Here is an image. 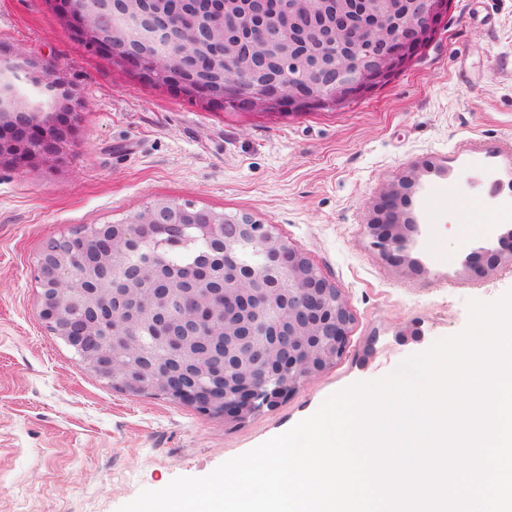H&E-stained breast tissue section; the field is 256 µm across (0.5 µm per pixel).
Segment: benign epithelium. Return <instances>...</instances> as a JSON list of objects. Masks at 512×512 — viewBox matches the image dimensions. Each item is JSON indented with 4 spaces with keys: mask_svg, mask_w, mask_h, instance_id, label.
Wrapping results in <instances>:
<instances>
[{
    "mask_svg": "<svg viewBox=\"0 0 512 512\" xmlns=\"http://www.w3.org/2000/svg\"><path fill=\"white\" fill-rule=\"evenodd\" d=\"M328 0H247L246 14L230 15L224 0H205L207 25L217 31L238 28L244 32L249 53L237 56L220 40L212 45L214 57L224 63L233 77L222 85L200 83L199 95L219 103L224 95L243 96L254 109L273 110L297 100V88L304 86L318 103L344 100L355 90L362 91L381 82L397 66L408 60L407 52L418 47L435 31L444 7L443 0H394L392 12L385 14L381 0H352L335 10V28L322 25ZM112 0H91L75 17L87 37H92L102 16L112 10ZM288 10L300 25L303 40L315 49L314 57L301 62L294 71L281 75L269 57L282 54V26L273 13ZM125 13L136 24L137 38L120 53L125 69L160 71L171 65L167 47L180 36L190 42L175 65L188 78L198 69V33H185L145 10L140 0ZM5 123L40 137L41 151L20 158L0 150V157L14 166L26 168L39 159L59 153L70 134L75 103L66 99L64 121L38 123L18 103L9 104ZM416 174L402 177L397 186L381 196L373 207L366 232L373 247L390 264L414 275L425 265L412 252L421 225L416 211V194L424 184ZM195 227L208 234L224 233V242L235 244L259 241L268 261L241 277L229 275L224 291L199 288L203 272L181 278L178 293L166 289L148 296L141 289L126 287L127 281H113L107 291L73 288L78 258L59 244L38 257L35 271L41 286L39 309L42 319L67 343L92 352L93 366L103 379H119L129 385L137 375L129 366L116 365L119 353L135 352L141 344L135 338L140 323L151 317L160 326L165 347L179 353L192 336H218L224 345V365L216 366L224 375V415L239 420L258 411L259 402H276L288 397L311 375L323 372L346 349L352 321L351 312L338 289L321 275L310 259L277 236L270 224L248 217L235 220L209 213L191 203L157 201L139 217L112 236V264H120L130 246L141 245L153 236L177 233ZM512 259V237H497L489 252L468 254L466 272L483 276L503 259ZM99 315L85 326L84 336L70 335L71 322L88 309Z\"/></svg>",
    "mask_w": 512,
    "mask_h": 512,
    "instance_id": "7a95c632",
    "label": "benign epithelium"
}]
</instances>
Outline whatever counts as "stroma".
<instances>
[{
	"label": "stroma",
	"instance_id": "35a3bbf8",
	"mask_svg": "<svg viewBox=\"0 0 512 512\" xmlns=\"http://www.w3.org/2000/svg\"><path fill=\"white\" fill-rule=\"evenodd\" d=\"M37 118L68 91L79 111L57 159L0 162V512H118L141 491L202 477L358 381L469 323L468 302L512 291V261L479 279L462 261L512 225L455 175L512 181V0H451L434 41L384 86L336 111L224 112L140 82L77 43L46 0H0V86ZM433 161L422 275L390 265L365 226L376 200ZM158 200L273 225L352 314L344 355L242 421L114 389L54 338L38 309L44 244L128 221Z\"/></svg>",
	"mask_w": 512,
	"mask_h": 512
}]
</instances>
